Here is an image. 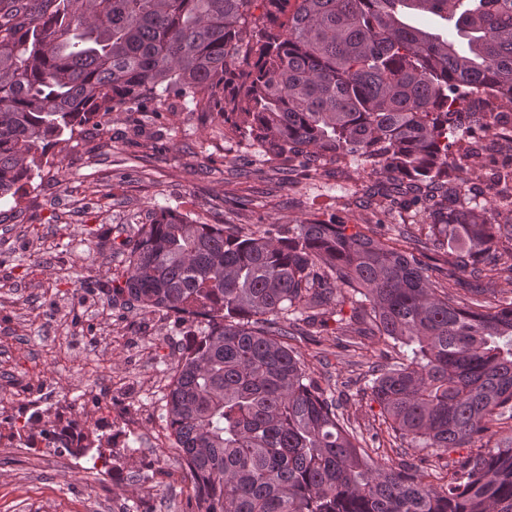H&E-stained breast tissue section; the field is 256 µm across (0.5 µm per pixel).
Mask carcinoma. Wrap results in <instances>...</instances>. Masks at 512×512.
I'll use <instances>...</instances> for the list:
<instances>
[{"label": "carcinoma", "instance_id": "cac0c4a2", "mask_svg": "<svg viewBox=\"0 0 512 512\" xmlns=\"http://www.w3.org/2000/svg\"><path fill=\"white\" fill-rule=\"evenodd\" d=\"M0 0V199L39 174V145L125 105L174 95L286 162L364 158L389 175L387 205H424L442 247L433 267L408 225L389 242L306 221L241 231L153 208L123 242L127 266L99 286L189 331L172 370L166 426L186 465L193 512H512V217L476 202L465 174L481 133L512 111V0ZM454 22L443 37L402 10ZM492 94L471 136L461 111ZM441 280H431V272ZM469 277L505 281L498 305ZM350 303L353 313L342 315ZM352 347L391 339L399 361L364 386L409 448L494 447L442 474L367 453L332 391L289 344L327 325ZM73 456L120 461L118 433L90 439L37 412L9 437L33 448L47 428Z\"/></svg>", "mask_w": 512, "mask_h": 512}]
</instances>
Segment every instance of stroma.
Returning <instances> with one entry per match:
<instances>
[{"label":"stroma","mask_w":512,"mask_h":512,"mask_svg":"<svg viewBox=\"0 0 512 512\" xmlns=\"http://www.w3.org/2000/svg\"><path fill=\"white\" fill-rule=\"evenodd\" d=\"M222 108L193 112L174 97L159 110L119 108L49 146L41 176L0 200V405L35 398L106 427L128 405L149 408L111 474L88 456L0 447V512H121L130 495L141 512H186L190 484L181 459L164 449L163 415L187 328L169 313L106 304L82 286L123 272L121 243L153 206L247 230L346 224L383 241L409 223V212L384 211L383 197L366 196L385 175L356 179L357 160L314 171L284 164L229 133ZM292 344L322 387L344 394L353 423L379 433L382 447L371 455L382 460L390 437L362 374L368 362L395 356L391 342L373 338L354 351L323 335Z\"/></svg>","instance_id":"1"}]
</instances>
